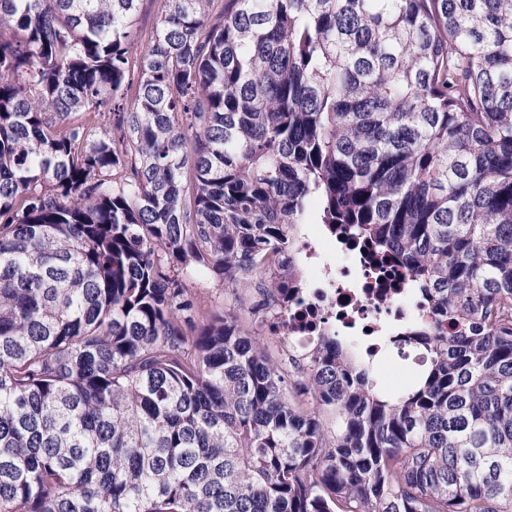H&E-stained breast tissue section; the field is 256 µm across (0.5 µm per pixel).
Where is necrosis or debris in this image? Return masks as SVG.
Here are the masks:
<instances>
[{
    "mask_svg": "<svg viewBox=\"0 0 512 512\" xmlns=\"http://www.w3.org/2000/svg\"><path fill=\"white\" fill-rule=\"evenodd\" d=\"M305 292L288 311L274 314L272 335L296 352L314 337L336 333L360 345L366 332L383 325L416 321L421 311L409 288L411 275L381 274L376 257L341 240L339 235L302 227Z\"/></svg>",
    "mask_w": 512,
    "mask_h": 512,
    "instance_id": "obj_1",
    "label": "necrosis or debris"
}]
</instances>
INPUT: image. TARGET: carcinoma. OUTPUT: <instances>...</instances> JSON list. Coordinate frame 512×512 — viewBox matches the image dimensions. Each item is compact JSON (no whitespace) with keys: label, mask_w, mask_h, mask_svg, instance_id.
Instances as JSON below:
<instances>
[{"label":"carcinoma","mask_w":512,"mask_h":512,"mask_svg":"<svg viewBox=\"0 0 512 512\" xmlns=\"http://www.w3.org/2000/svg\"><path fill=\"white\" fill-rule=\"evenodd\" d=\"M141 2L0 0V512H512V0ZM304 224L411 387L265 343ZM199 281V282H198ZM192 284L198 298L209 305L220 306L224 302V294L216 277L206 276Z\"/></svg>","instance_id":"1"}]
</instances>
